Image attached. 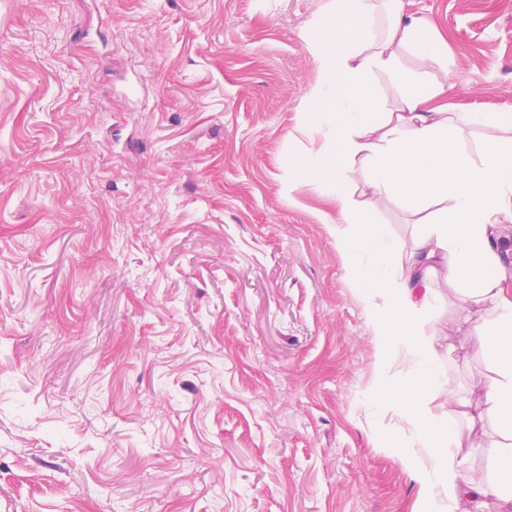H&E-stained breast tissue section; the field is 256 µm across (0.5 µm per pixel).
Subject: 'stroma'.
I'll use <instances>...</instances> for the list:
<instances>
[{
  "mask_svg": "<svg viewBox=\"0 0 512 512\" xmlns=\"http://www.w3.org/2000/svg\"><path fill=\"white\" fill-rule=\"evenodd\" d=\"M318 2L0 0V512H413L406 376L292 167ZM404 10L449 106L512 113L498 0ZM431 317L439 415L486 367L452 291Z\"/></svg>",
  "mask_w": 512,
  "mask_h": 512,
  "instance_id": "35a3bbf8",
  "label": "stroma"
}]
</instances>
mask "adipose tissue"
I'll list each match as a JSON object with an SVG mask.
<instances>
[{
  "instance_id": "adipose-tissue-1",
  "label": "adipose tissue",
  "mask_w": 512,
  "mask_h": 512,
  "mask_svg": "<svg viewBox=\"0 0 512 512\" xmlns=\"http://www.w3.org/2000/svg\"><path fill=\"white\" fill-rule=\"evenodd\" d=\"M388 15L375 24L377 5ZM320 79L304 113L323 143L293 166L336 202V238L347 272L382 347L381 372L411 367L419 379L386 396L413 444L401 455L419 486L414 512H484L488 501L512 512V300L508 274L491 242L512 222V113L452 112L438 105L448 88L446 44L427 20L404 15L402 0H323L304 34ZM420 69L404 70L403 52ZM389 77L396 100L377 95L375 75ZM489 135L477 153L461 145L466 129ZM360 174L353 189L350 173ZM402 202L423 232L397 265L377 206ZM445 275H438V268ZM452 287L470 335L481 342L488 375L477 399L449 397L444 415L424 406L440 382L436 338L426 329L437 289ZM465 417V429L454 425ZM494 430L497 464L482 481H463L458 451L481 447Z\"/></svg>"
}]
</instances>
